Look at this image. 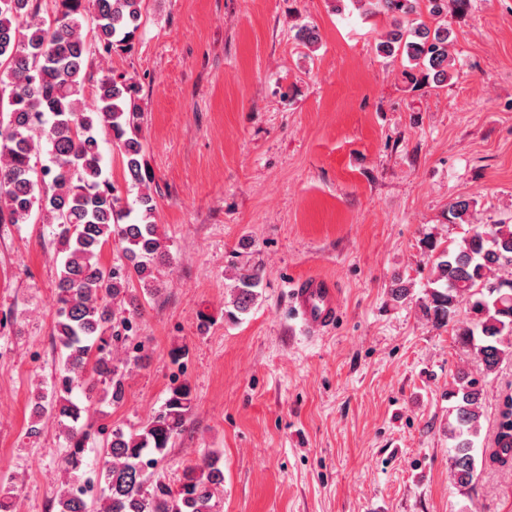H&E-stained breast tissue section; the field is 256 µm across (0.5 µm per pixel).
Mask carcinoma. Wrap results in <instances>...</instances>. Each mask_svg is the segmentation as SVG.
<instances>
[{
    "instance_id": "obj_1",
    "label": "carcinoma",
    "mask_w": 512,
    "mask_h": 512,
    "mask_svg": "<svg viewBox=\"0 0 512 512\" xmlns=\"http://www.w3.org/2000/svg\"><path fill=\"white\" fill-rule=\"evenodd\" d=\"M143 0H55L52 17L40 16L38 0H0V223L27 222L38 210L52 226L53 241L64 254L57 283L53 336L61 368L50 391L35 397L34 409L57 421L66 435L61 464L70 475L58 500L59 512H216L224 486L217 451L184 468L177 488L154 478L184 426L192 407L185 381L174 379L152 419L135 432L111 430L95 478L78 477L87 468L89 425L79 421L98 385L113 405L126 393L125 368L139 362L144 348L131 342L140 315L130 286L147 294L159 291L161 269L171 255L154 222L156 203L151 173L140 138L143 113L135 82L107 74L98 82L94 106L81 88L87 45L83 24L92 26L106 54L133 47L142 24ZM366 15L387 14L391 29L377 45L381 54L406 55L425 78L450 79L454 59L448 53L451 31L430 29L418 4L437 19L448 4L465 11L470 0H354ZM112 134L122 159L125 181L136 190L132 202L104 174L99 128ZM122 247L126 264L107 266L101 252L109 241ZM439 251L432 287L422 310L438 326H447L459 306L473 324L457 329L458 342L470 348L486 373L512 356V224L475 230ZM260 269H247L233 285V311L248 312L260 285ZM483 384L466 370L448 392V436L454 483L467 489L478 477L476 440L481 431ZM490 468L512 466V396L499 404L495 448L484 459Z\"/></svg>"
}]
</instances>
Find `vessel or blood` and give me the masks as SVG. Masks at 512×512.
Listing matches in <instances>:
<instances>
[{
  "instance_id": "1",
  "label": "vessel or blood",
  "mask_w": 512,
  "mask_h": 512,
  "mask_svg": "<svg viewBox=\"0 0 512 512\" xmlns=\"http://www.w3.org/2000/svg\"><path fill=\"white\" fill-rule=\"evenodd\" d=\"M293 307L303 326L315 334L334 324L340 315L338 292L330 280L310 276L297 281L292 289Z\"/></svg>"
}]
</instances>
